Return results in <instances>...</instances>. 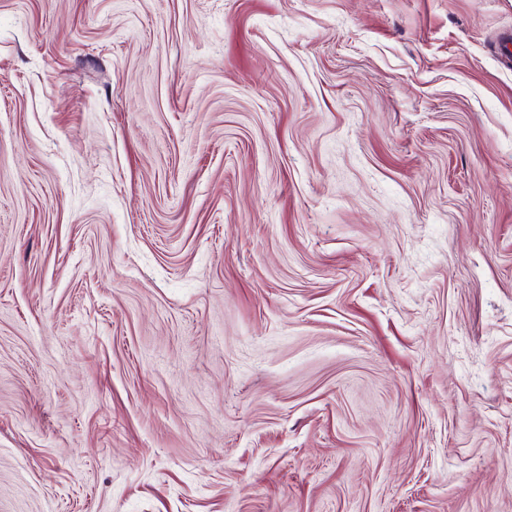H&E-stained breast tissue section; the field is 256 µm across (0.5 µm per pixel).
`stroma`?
<instances>
[{
	"label": "stroma",
	"mask_w": 512,
	"mask_h": 512,
	"mask_svg": "<svg viewBox=\"0 0 512 512\" xmlns=\"http://www.w3.org/2000/svg\"><path fill=\"white\" fill-rule=\"evenodd\" d=\"M0 512H512V0H0Z\"/></svg>",
	"instance_id": "35a3bbf8"
}]
</instances>
